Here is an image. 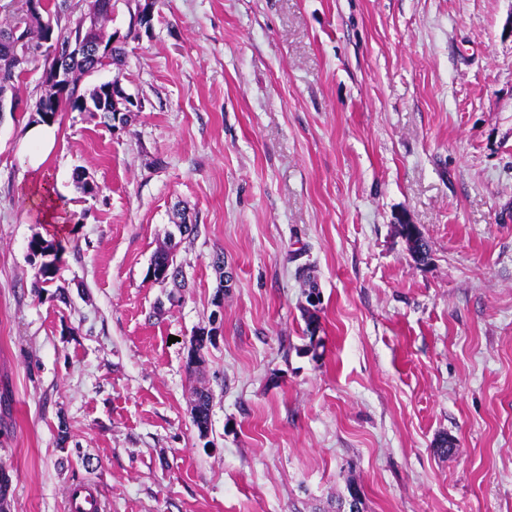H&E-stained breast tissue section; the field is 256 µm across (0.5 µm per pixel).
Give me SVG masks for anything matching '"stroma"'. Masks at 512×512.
Masks as SVG:
<instances>
[{"instance_id":"obj_1","label":"stroma","mask_w":512,"mask_h":512,"mask_svg":"<svg viewBox=\"0 0 512 512\" xmlns=\"http://www.w3.org/2000/svg\"><path fill=\"white\" fill-rule=\"evenodd\" d=\"M135 9L107 28L124 126L58 113L35 173L36 113L0 117L7 512H68L75 483L104 512H341L351 481L363 512H512V0H159L148 31ZM39 182L69 234L37 292ZM181 209L175 288L147 270ZM22 139L30 146L27 154V167L38 172L45 163L56 141L55 125L48 123H31L22 129ZM192 410L195 412L192 421L199 433L203 428L208 429L210 423V393L208 391L196 390L192 401Z\"/></svg>"}]
</instances>
